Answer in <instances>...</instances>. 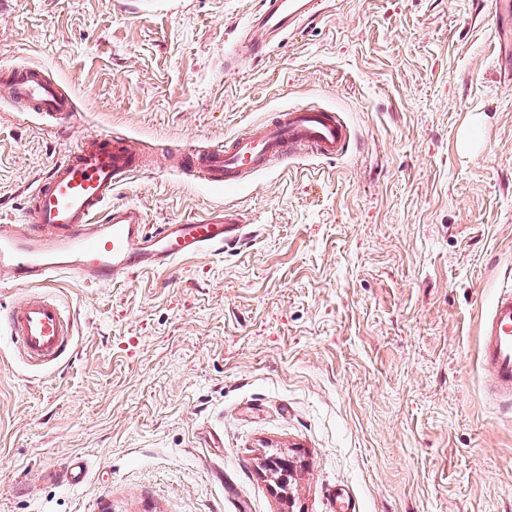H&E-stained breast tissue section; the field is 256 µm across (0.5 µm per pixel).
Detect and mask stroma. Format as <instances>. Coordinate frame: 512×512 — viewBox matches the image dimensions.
Instances as JSON below:
<instances>
[{"mask_svg": "<svg viewBox=\"0 0 512 512\" xmlns=\"http://www.w3.org/2000/svg\"><path fill=\"white\" fill-rule=\"evenodd\" d=\"M260 0H0V67L77 94L66 133L0 85V224L83 139L137 140L112 195L145 224L230 210L239 241L102 286L38 292L74 350L28 366L0 332V512H512V402L479 323L512 283V11L333 0L229 72ZM355 138L223 193L177 171L300 105ZM293 460L287 488L269 455ZM88 460L83 484L44 478Z\"/></svg>", "mask_w": 512, "mask_h": 512, "instance_id": "35a3bbf8", "label": "stroma"}]
</instances>
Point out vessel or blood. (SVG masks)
<instances>
[{"instance_id": "1", "label": "vessel or blood", "mask_w": 512, "mask_h": 512, "mask_svg": "<svg viewBox=\"0 0 512 512\" xmlns=\"http://www.w3.org/2000/svg\"><path fill=\"white\" fill-rule=\"evenodd\" d=\"M328 0H261L256 28L243 57L266 52L271 37L322 14ZM0 83L33 113L70 120L77 107L72 92L59 88L37 65L0 68ZM354 136L338 112L303 107L274 113L219 146L174 152L177 167L202 175L210 188L238 187L252 172L305 149L335 159ZM130 141L102 132L57 162L30 192L20 224H0V275L16 285L59 275L107 284L146 270L174 265L188 255L223 249L240 237L238 220L226 212L191 222L147 228L133 205L112 201L115 187L148 168ZM21 356L33 367H50L72 350L74 323L50 297L29 294L0 316ZM482 362L498 393L512 399V289L495 298L482 328Z\"/></svg>"}]
</instances>
